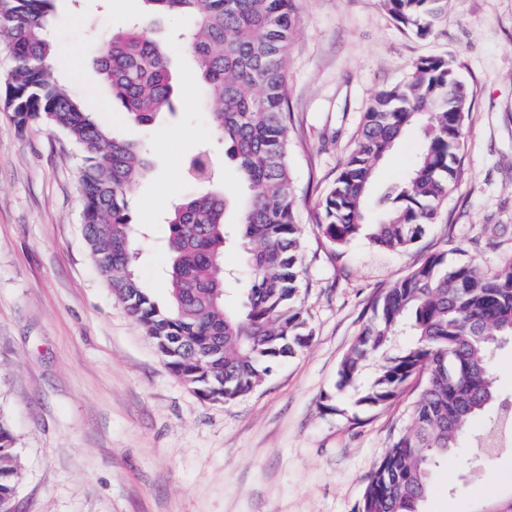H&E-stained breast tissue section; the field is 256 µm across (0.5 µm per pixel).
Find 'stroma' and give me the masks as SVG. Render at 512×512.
I'll list each match as a JSON object with an SVG mask.
<instances>
[{
	"label": "stroma",
	"mask_w": 512,
	"mask_h": 512,
	"mask_svg": "<svg viewBox=\"0 0 512 512\" xmlns=\"http://www.w3.org/2000/svg\"><path fill=\"white\" fill-rule=\"evenodd\" d=\"M56 76L120 138L147 142L152 168L127 193L137 280L167 299L166 218L191 190L183 164L205 151L237 223L246 196L213 139L206 91L178 41L186 15L161 20L180 108L138 125L96 71L97 46L140 17L141 0H55ZM454 60L471 109L455 192L413 248L360 238L337 252L314 214L358 138L363 112L419 59ZM302 240L301 294L312 329L295 357L251 394L213 404L165 365L113 297L82 231V158L61 132L18 127L0 106V418L21 462L13 512H354L368 475L409 425L410 379L371 409L338 387V369L379 296L424 258L495 267L512 251V0H450L432 35L401 29L379 0H295L285 87ZM421 141L410 129L369 196L401 182ZM501 247L486 248L488 239ZM424 512L512 505V447L487 464L434 468Z\"/></svg>",
	"instance_id": "obj_1"
}]
</instances>
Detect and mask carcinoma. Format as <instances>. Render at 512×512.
<instances>
[{"mask_svg": "<svg viewBox=\"0 0 512 512\" xmlns=\"http://www.w3.org/2000/svg\"><path fill=\"white\" fill-rule=\"evenodd\" d=\"M55 0H0V44L11 56L5 103L15 123L40 121L79 148L83 160V233L92 261L113 295L153 341L170 370L200 397L230 403L251 393L273 366L312 336L300 302L302 244L294 209L285 108L293 0H142L148 15L192 16L185 39L206 85L213 136L251 190L239 223H224V194L207 189L214 175L199 153L187 164L198 189L169 215L172 262L169 302L159 306L138 282L139 249L126 192L149 170L148 148L114 136L53 75L56 45L49 15ZM402 28L423 37L448 0H380ZM96 66L130 119L149 125L177 100L169 55L146 25L135 24L99 48ZM469 93L454 60L419 61L403 83L380 90L363 113L360 137L343 161L315 223L336 249L364 236L398 253L415 246L456 189L465 147ZM422 141L405 178L380 197L366 221L368 192L379 162L410 127ZM234 241L251 286L236 312L225 287L237 271L221 263ZM412 337L387 356L375 379L359 385L364 362ZM512 343V255L489 272L466 259L429 255L379 299L339 367V388L357 403L380 407L412 376L420 391L410 427L390 444L368 476L358 512H422L436 462L458 453V440L483 417L476 447L488 458L512 428V398L498 388L494 352ZM14 438L0 419V512H12L20 480Z\"/></svg>", "mask_w": 512, "mask_h": 512, "instance_id": "cac0c4a2", "label": "carcinoma"}]
</instances>
